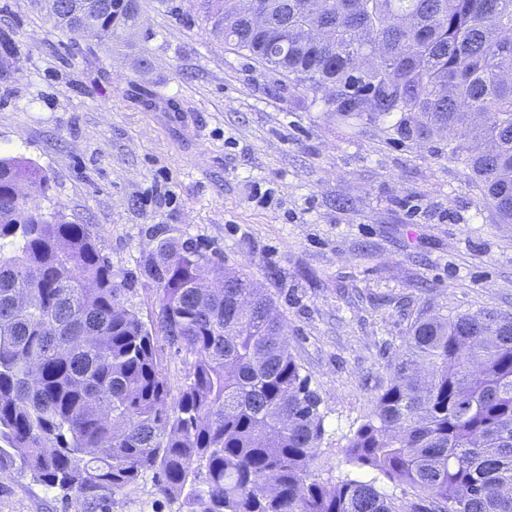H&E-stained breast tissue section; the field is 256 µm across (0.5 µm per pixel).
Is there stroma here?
<instances>
[{"mask_svg":"<svg viewBox=\"0 0 512 512\" xmlns=\"http://www.w3.org/2000/svg\"><path fill=\"white\" fill-rule=\"evenodd\" d=\"M0 68V154L49 180L28 206L93 225L118 277L172 238L243 269L270 293L320 395L317 480H374L344 449L389 383L415 320L512 312V224L433 141L343 124L304 87L217 43L190 0H143L126 41L62 35L25 0ZM56 489L0 471V512H74ZM91 512H179L151 477Z\"/></svg>","mask_w":512,"mask_h":512,"instance_id":"35a3bbf8","label":"stroma"}]
</instances>
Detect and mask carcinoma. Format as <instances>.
Listing matches in <instances>:
<instances>
[{
    "mask_svg": "<svg viewBox=\"0 0 512 512\" xmlns=\"http://www.w3.org/2000/svg\"><path fill=\"white\" fill-rule=\"evenodd\" d=\"M141 0H66L56 26L131 33ZM214 38L313 93L344 123L444 142L512 223V0H267L275 42L234 0H192ZM16 32L0 30V58ZM336 95L318 97L323 88ZM46 177L0 157V470L95 503L150 474L185 512H430L371 480L328 485L311 465L321 399L249 274L165 242L140 264L155 318L128 307L90 224L33 211ZM194 356L171 397L157 338ZM352 464L435 508L512 512V313L421 316L390 384L350 437Z\"/></svg>",
    "mask_w": 512,
    "mask_h": 512,
    "instance_id": "cac0c4a2",
    "label": "carcinoma"
}]
</instances>
